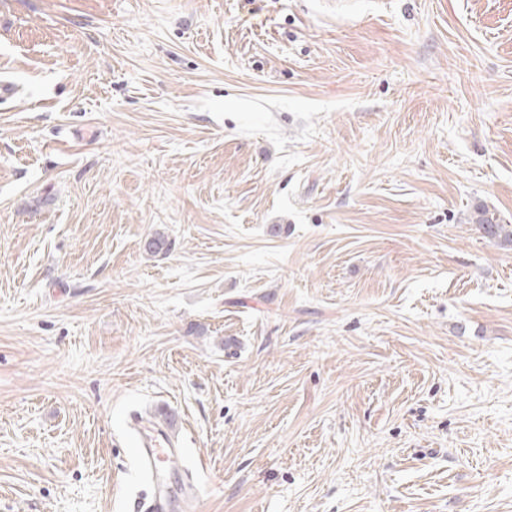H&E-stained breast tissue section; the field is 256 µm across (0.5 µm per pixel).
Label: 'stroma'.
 I'll use <instances>...</instances> for the list:
<instances>
[{"label": "stroma", "instance_id": "35a3bbf8", "mask_svg": "<svg viewBox=\"0 0 512 512\" xmlns=\"http://www.w3.org/2000/svg\"><path fill=\"white\" fill-rule=\"evenodd\" d=\"M512 0H0V512H512ZM166 235L168 251L146 239ZM136 458L140 471L155 481L158 490L149 499L140 502L138 510L143 512H171L173 494L168 484L173 472L168 468V460L174 456L178 448L171 443L168 435L161 430L144 428L138 432ZM157 460L161 465H157Z\"/></svg>", "mask_w": 512, "mask_h": 512}]
</instances>
